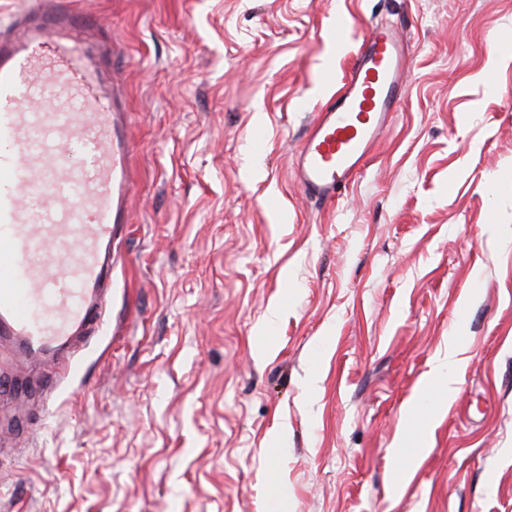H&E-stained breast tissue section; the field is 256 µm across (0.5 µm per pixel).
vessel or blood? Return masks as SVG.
<instances>
[{
  "instance_id": "1",
  "label": "vessel or blood",
  "mask_w": 512,
  "mask_h": 512,
  "mask_svg": "<svg viewBox=\"0 0 512 512\" xmlns=\"http://www.w3.org/2000/svg\"><path fill=\"white\" fill-rule=\"evenodd\" d=\"M93 24L55 6L0 34V336L31 355L94 331L133 190L126 112L89 56ZM404 40L368 26L297 150L293 179L327 201L363 165L405 88Z\"/></svg>"
}]
</instances>
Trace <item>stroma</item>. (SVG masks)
I'll list each match as a JSON object with an SVG mask.
<instances>
[{"instance_id":"obj_1","label":"stroma","mask_w":512,"mask_h":512,"mask_svg":"<svg viewBox=\"0 0 512 512\" xmlns=\"http://www.w3.org/2000/svg\"><path fill=\"white\" fill-rule=\"evenodd\" d=\"M72 6L119 43L133 190L73 376L0 344L57 397L0 399V512H512V0ZM339 12L403 33L408 87L325 204L292 162ZM457 344L455 340L448 342V361H440L435 367L432 379L440 380L445 398L453 396L457 391V380L454 375Z\"/></svg>"}]
</instances>
